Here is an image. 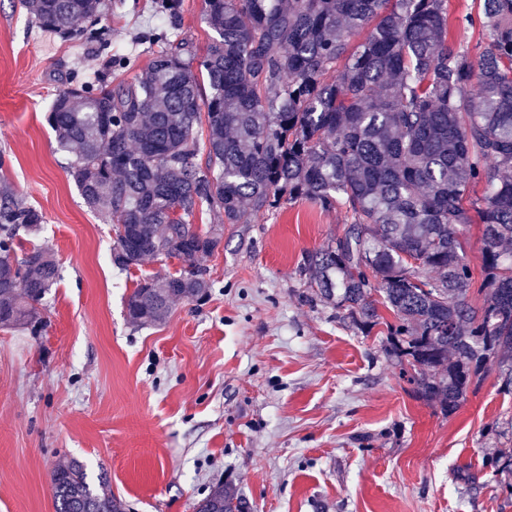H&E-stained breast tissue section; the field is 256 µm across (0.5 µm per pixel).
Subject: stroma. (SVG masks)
I'll return each instance as SVG.
<instances>
[{
	"label": "stroma",
	"mask_w": 512,
	"mask_h": 512,
	"mask_svg": "<svg viewBox=\"0 0 512 512\" xmlns=\"http://www.w3.org/2000/svg\"><path fill=\"white\" fill-rule=\"evenodd\" d=\"M106 3L112 50L146 69L153 0ZM202 10L182 0L178 30L200 54L214 36ZM478 14L448 0L450 36L476 48ZM109 73L107 53L0 0V181L45 218L20 252L49 246L61 269L37 335L0 329V512H55L51 468L70 460L130 512H192L219 481L252 512H512L488 465L512 418L496 376L443 415L400 378L384 326L366 335L309 301L302 256L342 233L344 208L301 199L225 225L200 260L208 297L158 326L128 322L137 284L180 263L112 264L113 226L83 203L46 120L57 91Z\"/></svg>",
	"instance_id": "stroma-1"
}]
</instances>
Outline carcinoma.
Listing matches in <instances>:
<instances>
[{
    "mask_svg": "<svg viewBox=\"0 0 512 512\" xmlns=\"http://www.w3.org/2000/svg\"><path fill=\"white\" fill-rule=\"evenodd\" d=\"M43 29L109 54L112 79L64 88L47 121L73 151L85 205L115 224L112 263L174 258L180 273L143 280L128 319L163 323L179 301L212 287L198 260L224 225L249 224L307 199L345 207L343 233L303 255L311 299L361 332L386 324V351L415 395L454 413L488 367L512 393V0H479L480 52L448 37L446 0H204L215 33L205 54L172 38L181 0H153L161 47L136 67L112 52L105 0H21ZM87 26L78 31L74 23ZM368 28L366 38L351 37ZM208 91H203V87ZM482 184L481 198H470ZM222 223L191 235L199 213ZM483 224L478 288L459 239ZM40 210L0 186V328L36 326L59 279L49 247L19 257V232ZM495 472L512 475V419L497 428ZM55 512H128L107 483L73 460L51 471ZM194 512H251L218 483Z\"/></svg>",
    "mask_w": 512,
    "mask_h": 512,
    "instance_id": "1",
    "label": "carcinoma"
}]
</instances>
